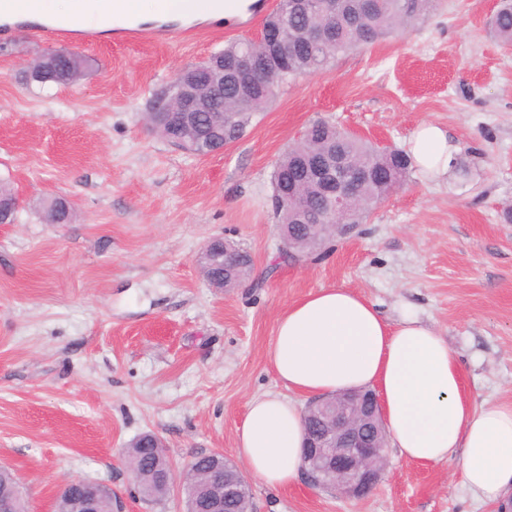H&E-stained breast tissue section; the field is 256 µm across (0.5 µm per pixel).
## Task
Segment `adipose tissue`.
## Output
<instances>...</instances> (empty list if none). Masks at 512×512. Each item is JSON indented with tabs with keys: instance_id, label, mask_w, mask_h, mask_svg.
Returning <instances> with one entry per match:
<instances>
[{
	"instance_id": "1",
	"label": "adipose tissue",
	"mask_w": 512,
	"mask_h": 512,
	"mask_svg": "<svg viewBox=\"0 0 512 512\" xmlns=\"http://www.w3.org/2000/svg\"><path fill=\"white\" fill-rule=\"evenodd\" d=\"M116 1L143 19L159 12L155 2L142 8L139 0H66L57 15L104 16ZM410 152L420 172L437 180L452 169L456 146L440 125L424 122ZM268 361L289 394L252 397L235 439L246 470L267 487L285 489L300 476L303 414L290 393L316 398L371 386L403 458L459 462L462 487L483 503L512 492V402L470 401L458 357L433 325L411 317L389 322L350 289L323 288L280 314Z\"/></svg>"
}]
</instances>
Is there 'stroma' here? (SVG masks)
<instances>
[{"mask_svg":"<svg viewBox=\"0 0 512 512\" xmlns=\"http://www.w3.org/2000/svg\"><path fill=\"white\" fill-rule=\"evenodd\" d=\"M499 3L435 0L402 34L283 84L206 157L151 134L148 101L180 68L257 38L260 22L164 45L0 39V179L23 200L0 224V466L28 512H54L68 479L103 482L120 512H186L180 486L160 504L135 494L123 450L151 432L178 471L201 451L236 458L248 400L281 390L266 357L276 320L321 288L434 325L472 401H512V49L488 29ZM63 49L94 70L72 85L22 83L27 63ZM320 118L402 151L433 121L459 151L444 179L409 170L353 234L295 260L281 252L273 172ZM58 197L71 219L46 223ZM218 236L253 257L242 287L202 276L196 258ZM385 455L360 499L251 479L253 512H497L473 501L457 464Z\"/></svg>","mask_w":512,"mask_h":512,"instance_id":"1","label":"stroma"}]
</instances>
